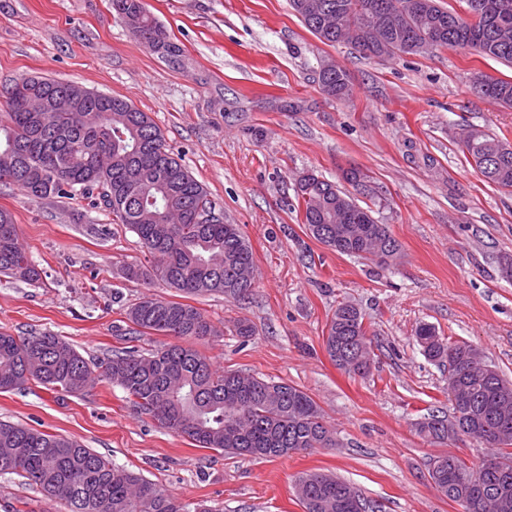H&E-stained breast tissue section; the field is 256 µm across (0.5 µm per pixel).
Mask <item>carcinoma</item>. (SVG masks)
Segmentation results:
<instances>
[{
	"mask_svg": "<svg viewBox=\"0 0 512 512\" xmlns=\"http://www.w3.org/2000/svg\"><path fill=\"white\" fill-rule=\"evenodd\" d=\"M378 0H289L304 27L320 42L347 43L366 58H384L387 49L428 52L470 48L512 64V0H483L476 21L440 0H384L386 11L367 24ZM112 9L131 33L165 55L181 49L167 40L145 0H112ZM319 88L336 100L352 96L348 72L330 62L320 66ZM61 85L43 76L22 78L4 90L0 113V183L38 197L79 193L93 207L109 210L137 235L151 265L124 268L129 280L155 279L184 295L220 293L243 299L253 288L252 247L180 157L168 148L151 117L127 101L91 91L78 106L57 112H28L26 100ZM476 89L489 101L512 108V80L483 75ZM462 143L485 180L512 191V145L479 128L464 132ZM347 183L376 195L368 175L352 169L341 181L313 172L297 184L303 224L311 236L341 255L388 266L400 252L388 227L343 190ZM0 275L34 282L40 271L20 240L12 215L0 210ZM135 334L171 336L175 342L141 354L123 348L100 362L93 374L72 344L50 332L13 336L0 332V392L34 383L47 390L79 395L96 381L120 387L154 424L187 437L199 448L259 459L337 445L315 400L282 381L233 370H216L194 341L218 335L194 306L144 296L126 311ZM353 304L340 302L327 324L324 347L348 374H369L375 353ZM416 342L429 360L454 377L448 384L451 415L432 413L419 433L446 443L462 432L491 449L493 468L468 464L457 455L429 462L436 489L463 512L482 489L494 501L488 512H512V383L466 342L450 343L435 327L422 324ZM0 474L27 478L49 500L67 503L69 512H213L189 510L142 476L113 465L102 455L63 435L0 420ZM354 493L331 473L305 472L295 484L304 512H351L336 505V489Z\"/></svg>",
	"mask_w": 512,
	"mask_h": 512,
	"instance_id": "cac0c4a2",
	"label": "carcinoma"
}]
</instances>
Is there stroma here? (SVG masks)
<instances>
[{"label": "stroma", "instance_id": "obj_1", "mask_svg": "<svg viewBox=\"0 0 512 512\" xmlns=\"http://www.w3.org/2000/svg\"><path fill=\"white\" fill-rule=\"evenodd\" d=\"M146 3L180 60L135 38L111 0H0V92L40 75L151 116L253 251L248 297L191 298L220 331L198 350L218 368L308 393L338 444L273 459L227 456L158 428L120 388L101 383L73 396L35 385L0 392V420L77 440L182 502L221 512H303L293 483L310 470L349 483L368 512H460L434 489L429 461L452 453L476 463L488 450L472 438L441 444L419 434L424 415L450 403L448 374L419 350L415 332L427 323L449 342L475 345L512 380V279L501 272L512 258V191L485 181L460 144L472 126L512 142V109L474 90L478 75L512 77V67L462 49L366 59L320 42L288 0ZM324 60L347 70L350 99L321 92ZM348 167L378 192L375 215L400 244L391 266L336 253L306 229L299 176L334 181ZM0 210L41 270L36 282L0 276V330L54 332L92 362L166 344L131 335L126 310L177 292L123 277L124 266L151 257L108 210L8 185ZM342 301L361 310L373 335L364 377L338 369L324 348ZM241 320L252 337L237 336ZM0 512L68 509L25 478L0 474Z\"/></svg>", "mask_w": 512, "mask_h": 512}]
</instances>
